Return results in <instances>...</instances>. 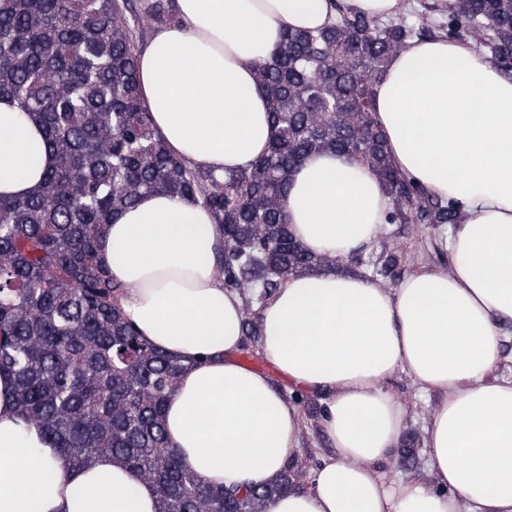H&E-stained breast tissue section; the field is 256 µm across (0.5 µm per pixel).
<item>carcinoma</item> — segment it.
Listing matches in <instances>:
<instances>
[{
	"mask_svg": "<svg viewBox=\"0 0 512 512\" xmlns=\"http://www.w3.org/2000/svg\"><path fill=\"white\" fill-rule=\"evenodd\" d=\"M179 22L174 0H0V100L38 123L55 164L25 196L0 195V377L18 413L76 467L120 459L157 491L159 512H264L296 487L295 463L268 485L205 484L171 448L165 410L185 365L143 340L99 251L111 216L144 193L194 196L224 236V288L248 295L245 342L267 296L336 267L289 231L282 198L309 155L358 157L390 201L388 224L451 225L455 208L392 165L373 120L388 58L429 29L342 11L318 31L288 28L257 69L274 136L250 167L217 176L173 155L137 82L136 30ZM434 30L475 38L512 71V0H458ZM399 256L375 261L396 274Z\"/></svg>",
	"mask_w": 512,
	"mask_h": 512,
	"instance_id": "obj_1",
	"label": "carcinoma"
}]
</instances>
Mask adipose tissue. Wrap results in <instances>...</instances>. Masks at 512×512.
I'll return each instance as SVG.
<instances>
[{"label":"adipose tissue","instance_id":"adipose-tissue-1","mask_svg":"<svg viewBox=\"0 0 512 512\" xmlns=\"http://www.w3.org/2000/svg\"><path fill=\"white\" fill-rule=\"evenodd\" d=\"M180 21L138 53L141 96L177 157L223 175L272 139L257 65L284 29L322 28L338 9L391 19L404 0H175ZM373 117L394 167L425 194L455 203L442 268L417 262L395 288L326 268L291 277L262 305V357L299 392L319 396L333 450L309 487L265 512H512V74L467 44L410 41L375 87ZM54 158L39 126L0 102V195L30 193ZM389 199L344 153L308 156L284 211L308 251L339 260L376 240ZM224 237L193 197L143 195L100 242L140 336L187 365L166 434L205 483L277 479L302 422L298 403L242 364L243 302L211 259ZM406 371L435 394L424 427L432 483L380 469L400 445L407 408L389 389ZM153 484L119 458L75 468L17 412L0 378V512H157Z\"/></svg>","mask_w":512,"mask_h":512}]
</instances>
